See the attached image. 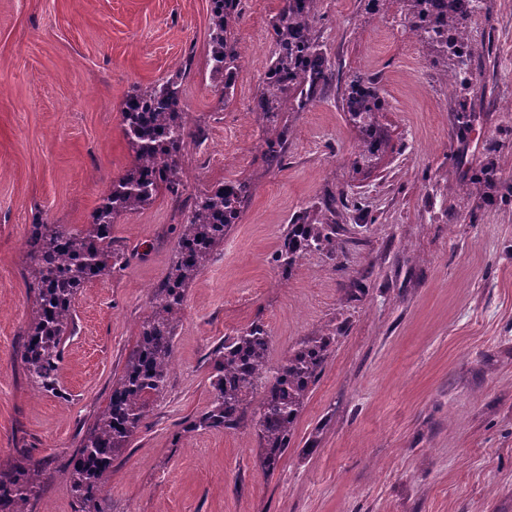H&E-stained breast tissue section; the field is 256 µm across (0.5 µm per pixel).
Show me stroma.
Masks as SVG:
<instances>
[{
    "label": "stroma",
    "instance_id": "obj_1",
    "mask_svg": "<svg viewBox=\"0 0 512 512\" xmlns=\"http://www.w3.org/2000/svg\"><path fill=\"white\" fill-rule=\"evenodd\" d=\"M282 0H241L242 59L223 99L207 69L209 0H0V468L46 471L29 512H80L66 472L151 312L186 214L159 193L116 216L127 266L81 289L61 344L62 396L20 360L34 296L26 241L36 221L78 227L131 164L121 104L183 70L187 191L252 179L256 190L185 289L165 392L112 465L100 512H512V0H483L472 42H492L472 83L444 64L397 0H322L317 30L336 79L288 121L281 167L264 169L251 107ZM376 78L390 147L352 162L343 110L353 74ZM336 207L343 250L271 261L299 211ZM264 323L270 362L336 329L280 466L259 467L252 426L185 430L210 401L209 354Z\"/></svg>",
    "mask_w": 512,
    "mask_h": 512
}]
</instances>
